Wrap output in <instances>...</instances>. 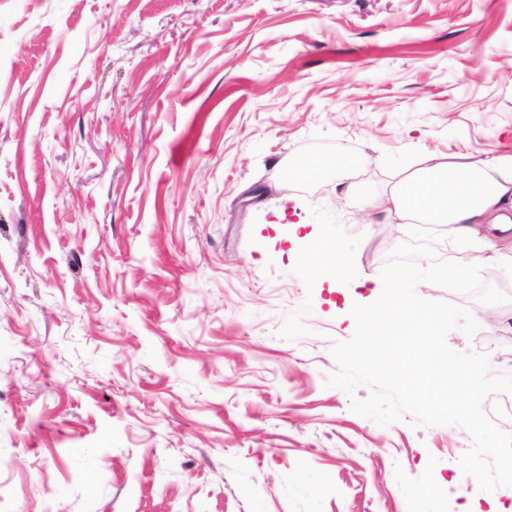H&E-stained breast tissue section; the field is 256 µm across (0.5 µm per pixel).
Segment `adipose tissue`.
Masks as SVG:
<instances>
[{"mask_svg": "<svg viewBox=\"0 0 512 512\" xmlns=\"http://www.w3.org/2000/svg\"><path fill=\"white\" fill-rule=\"evenodd\" d=\"M374 206L392 219L445 224L459 237L477 235L480 225L512 220V153L480 160L462 152L426 155L397 169ZM304 262L339 278L349 273L346 248L333 238L308 243Z\"/></svg>", "mask_w": 512, "mask_h": 512, "instance_id": "obj_1", "label": "adipose tissue"}]
</instances>
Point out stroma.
I'll list each match as a JSON object with an SVG mask.
<instances>
[{
  "label": "stroma",
  "mask_w": 512,
  "mask_h": 512,
  "mask_svg": "<svg viewBox=\"0 0 512 512\" xmlns=\"http://www.w3.org/2000/svg\"><path fill=\"white\" fill-rule=\"evenodd\" d=\"M460 150L512 153V0H0V512L512 503L462 471L466 428L382 427L328 384L410 239L355 211ZM338 154L358 198L287 182ZM474 247L512 312V253ZM446 343L512 374L488 324ZM304 262L310 270L320 269L336 278L349 274L346 260V248L339 239L321 238L307 244L303 255Z\"/></svg>",
  "instance_id": "35a3bbf8"
}]
</instances>
